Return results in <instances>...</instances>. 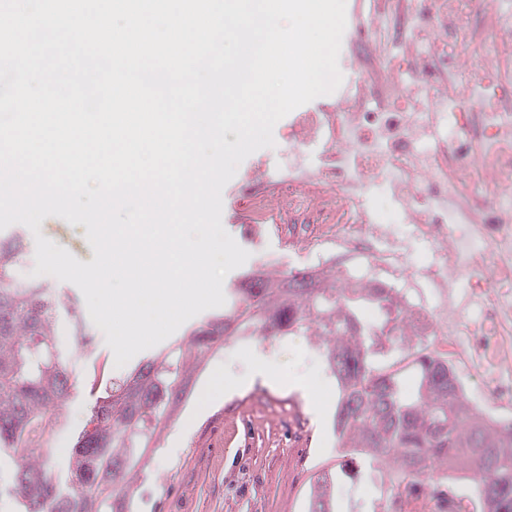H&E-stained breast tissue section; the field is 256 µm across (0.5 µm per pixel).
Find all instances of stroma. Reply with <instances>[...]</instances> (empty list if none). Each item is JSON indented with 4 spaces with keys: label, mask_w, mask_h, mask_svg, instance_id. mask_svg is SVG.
<instances>
[{
    "label": "stroma",
    "mask_w": 512,
    "mask_h": 512,
    "mask_svg": "<svg viewBox=\"0 0 512 512\" xmlns=\"http://www.w3.org/2000/svg\"><path fill=\"white\" fill-rule=\"evenodd\" d=\"M245 198V187L236 177L222 191V224L249 252L246 268L256 267L265 253L278 256L280 273L315 265L314 255L289 248L272 226H264L260 241H253L240 222ZM86 233L84 224L49 216L38 232H25L24 247L34 254L35 239L41 236L89 263L94 251ZM431 261L425 244L413 243L406 271L393 283L412 306L430 299L424 271ZM52 285L71 298L77 317L88 323L89 337L86 343H76L67 319L59 320L57 341L73 351L70 369L77 381L61 409L64 421L47 441L53 450L51 464L63 469L96 402L90 372L101 369L116 382L152 352L144 350L116 367L104 333L88 322L79 288L57 279ZM258 363L278 377L279 387L259 381L237 387L238 377ZM190 390V396L162 419L161 433L132 487V512H308L317 478L339 463L333 429L336 381L315 338L297 333L272 347L258 336L224 337L193 372Z\"/></svg>",
    "instance_id": "stroma-1"
}]
</instances>
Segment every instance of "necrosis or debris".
Instances as JSON below:
<instances>
[{
    "label": "necrosis or debris",
    "mask_w": 512,
    "mask_h": 512,
    "mask_svg": "<svg viewBox=\"0 0 512 512\" xmlns=\"http://www.w3.org/2000/svg\"><path fill=\"white\" fill-rule=\"evenodd\" d=\"M383 25L347 22L367 55L356 96L293 113V158L271 179L244 173V219L275 225L292 247L324 246L320 263L346 275L369 256L399 274L406 238L433 246L434 298L424 335H449L487 379L512 372V0H378ZM418 96L417 108L393 105ZM322 148L307 168L303 151ZM480 180L481 195L464 190ZM404 224L398 234L396 224ZM502 283L476 287L478 278ZM472 287L461 304L458 282Z\"/></svg>",
    "instance_id": "4bbe7bcc"
}]
</instances>
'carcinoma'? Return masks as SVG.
I'll return each mask as SVG.
<instances>
[{"instance_id": "1", "label": "carcinoma", "mask_w": 512, "mask_h": 512, "mask_svg": "<svg viewBox=\"0 0 512 512\" xmlns=\"http://www.w3.org/2000/svg\"><path fill=\"white\" fill-rule=\"evenodd\" d=\"M21 234L0 245V458L14 464L10 492L20 512H131L132 474L161 418L196 366L224 335L277 340L295 333L319 340L336 378L334 431L345 457L387 466L405 487L429 482L444 493L440 472L454 467L481 477L473 512H512V424L471 405L448 361L429 350L427 337L407 336V301L373 278L342 279L333 271L249 273L225 291L224 315L191 329L187 351L159 353L97 400L88 426L60 471L43 459L47 436L61 424L68 396V358L59 351L60 313L78 327L74 307L44 282L17 276ZM301 278L307 288H290ZM364 305L393 310L367 332ZM340 468L310 492V512H335Z\"/></svg>"}]
</instances>
